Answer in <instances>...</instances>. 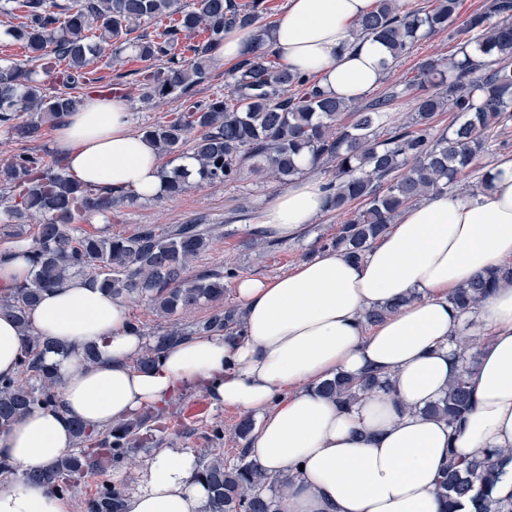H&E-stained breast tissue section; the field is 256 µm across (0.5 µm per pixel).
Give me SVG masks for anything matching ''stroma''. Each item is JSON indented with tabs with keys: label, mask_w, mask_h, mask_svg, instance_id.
<instances>
[{
	"label": "stroma",
	"mask_w": 512,
	"mask_h": 512,
	"mask_svg": "<svg viewBox=\"0 0 512 512\" xmlns=\"http://www.w3.org/2000/svg\"><path fill=\"white\" fill-rule=\"evenodd\" d=\"M456 51V40L445 31L420 41L390 66L383 80L368 90V97L397 92L398 97L390 107V114L392 118L405 120L415 108L409 85L419 65L429 58L447 59ZM145 67V62L129 51L123 52L114 63L102 60L94 64L100 82L93 86V93H101L103 85L107 84L111 87L112 95L126 99L131 127L137 132L188 108V102L174 96L147 103L141 101L140 90L131 72ZM278 191L277 184L259 182L245 170L240 179L234 182L216 187L202 186L173 198L157 196L148 200L140 199L112 214L82 217L77 220L74 233L78 236L89 233L128 236L145 225L164 232L203 215L215 226L216 238L211 250L189 268V275H196L205 269L222 271L231 268L236 277L273 278L292 271L302 261L320 252L322 243L335 236L340 222L335 213H323L298 235L288 239H270L264 252H256L250 231L252 218L274 199ZM211 311V306L203 305L170 320L158 317L147 304L136 302L129 306L131 320L139 323L143 335L148 339L167 329L171 323L188 326L203 320ZM201 396V391L194 387L184 388L176 394L160 412L171 419V426L158 434L153 443L133 448L127 459L98 466L96 474L87 476L77 492L67 497L70 512H87L85 502L89 494L94 492L97 483L103 481L115 485L126 495L138 491L142 486V471L147 459L160 448H180L194 453L199 459L210 453H220L225 461H236L242 448L248 445L247 440L239 438L236 433L239 422L245 417L244 412L233 407H211L199 420L183 419V408ZM160 413L146 409L141 416L151 422ZM217 427L223 429V439L214 438L213 430Z\"/></svg>",
	"instance_id": "obj_1"
}]
</instances>
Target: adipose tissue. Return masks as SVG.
Returning <instances> with one entry per match:
<instances>
[{
	"instance_id": "adipose-tissue-1",
	"label": "adipose tissue",
	"mask_w": 512,
	"mask_h": 512,
	"mask_svg": "<svg viewBox=\"0 0 512 512\" xmlns=\"http://www.w3.org/2000/svg\"><path fill=\"white\" fill-rule=\"evenodd\" d=\"M376 0H288L268 39L295 73L314 76L329 94L353 101L377 85L389 53L354 36ZM73 176L131 191L161 190L158 155L132 130L125 99L85 98L55 129ZM480 194H433L404 208L378 243L355 261L333 250L271 279L239 278L238 336L195 335L140 371L133 358L146 340L130 327L125 302L77 277L46 290L30 312L33 326L58 345H94L98 358L48 353L61 376L60 405L33 407L0 431V459L13 472L0 481V512H69L67 503L30 483L73 447L71 423L97 431L159 408L188 385L213 407L260 416L250 445L267 473L289 475L285 512H443L437 479L449 447L479 457L512 448V283L481 302L485 343L469 377L475 404L457 438L445 421L424 415L458 371L462 315L454 289L512 260V155L489 167ZM324 181L308 179L278 193L256 217L266 235L286 239L323 213ZM400 302L399 311L366 328V310ZM391 377L350 408L318 385L343 372ZM192 453L162 448L147 460L142 488L123 512H205L209 493L195 481Z\"/></svg>"
}]
</instances>
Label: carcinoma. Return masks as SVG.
Segmentation results:
<instances>
[{
	"instance_id": "carcinoma-1",
	"label": "carcinoma",
	"mask_w": 512,
	"mask_h": 512,
	"mask_svg": "<svg viewBox=\"0 0 512 512\" xmlns=\"http://www.w3.org/2000/svg\"><path fill=\"white\" fill-rule=\"evenodd\" d=\"M459 0H433L429 6L404 10L397 0H378L375 11L357 25V36L374 38L387 48L392 61L408 54L424 36L448 29ZM18 10L24 22L11 36L28 51L29 62L0 65V127L21 139L41 138L43 126L74 111L83 96L73 93L97 82L89 69L94 60L115 57L132 48L145 62L159 63L140 80V97L152 101L172 95L192 96V89L211 74L215 51L230 27H253L258 36L251 52L236 63L225 93L217 92L189 111L174 114L144 129L158 156L174 165L161 166L164 191L179 196L192 187L218 186L240 178L244 164L281 186L317 167L332 168L327 182V210L351 212L336 236L324 244L361 259L407 205L433 192L453 188L475 171L479 157L503 134L512 120V0H488L484 11L467 21L458 55L441 64L427 59L412 87L419 91L415 111L399 122L387 112L395 95L380 96L358 107L328 94L310 78L271 60L260 24L263 0H3L0 11ZM167 21L154 39L143 27ZM192 56L185 57V52ZM37 62L53 82L70 88L53 91L37 78L29 63ZM456 112L460 122L439 135L432 133L438 112ZM28 119L18 121V113ZM349 114L351 120L342 122ZM309 158L308 168L297 159ZM136 200L125 191H104L77 182L59 160L50 166L26 151L0 160V214L12 226L36 225L28 244L33 268L30 280L0 291V311L10 314L24 337L18 371L0 377V429L34 406L59 403L60 377L45 361L49 341L34 331L28 310L42 292L76 276H87L125 302L142 300L169 318L204 302L224 297V278L235 272L203 270L186 276L189 265L206 253L212 228L199 220L180 224L168 234L143 226L128 236H73V224L91 213H110ZM512 276L507 263L479 276L448 296V304L471 316L498 282ZM400 303L367 311L364 323L374 326L396 312ZM240 324L232 310L215 309L195 330L172 326L135 360L152 367L167 348L197 334H216ZM460 372L447 395L425 413L455 428L472 408L469 374L478 351L465 334L456 352ZM390 378L376 374H340L325 382L321 392L342 407ZM75 445L100 448L114 459L129 453V436L142 422L121 424L94 439L81 421L71 423ZM242 449L233 466L218 456L198 469L196 477L211 492L209 512H283L280 487L287 479L265 473L246 460ZM500 453L462 457L448 449V464L439 481L444 512H457L465 499L474 512H512V498L497 500L492 491ZM94 460L82 453L64 455L50 469L27 475L30 483L60 497L72 495ZM124 495L114 485L101 484L87 502L88 512H123Z\"/></svg>"
}]
</instances>
